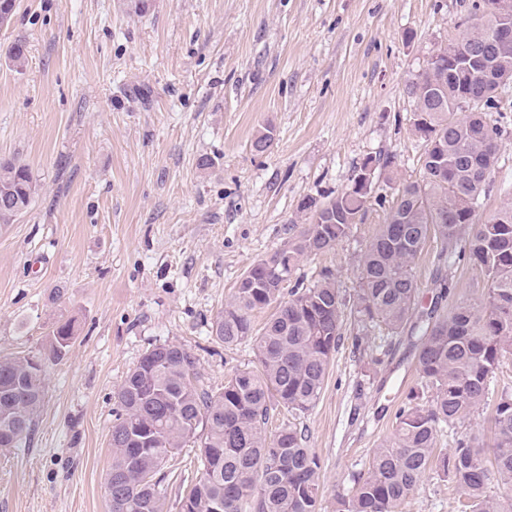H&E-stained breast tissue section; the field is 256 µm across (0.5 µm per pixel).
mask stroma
<instances>
[{"label": "stroma", "mask_w": 512, "mask_h": 512, "mask_svg": "<svg viewBox=\"0 0 512 512\" xmlns=\"http://www.w3.org/2000/svg\"><path fill=\"white\" fill-rule=\"evenodd\" d=\"M465 0H17L0 28V158L37 180L30 209L0 226V357L40 355L51 329L74 322L30 441L0 450V512H109L106 473L129 369L159 344L195 357L218 390L258 365L249 344L210 334L242 274L279 249L304 201L345 191L368 156L391 157L396 183L419 179L407 85L460 38ZM19 42L16 68L2 47ZM481 220L512 201V96ZM274 141L263 153L262 128ZM209 166H200L201 158ZM385 211L327 252L302 258L293 283L332 270L343 293ZM427 242L415 268L421 306L446 279L449 304L485 283L468 260ZM409 331L364 330L347 317L315 407L272 411L269 429H303L321 462L322 512L365 469L416 384ZM197 451L165 466L168 499L194 480ZM402 512H456L447 483L426 476Z\"/></svg>", "instance_id": "35a3bbf8"}]
</instances>
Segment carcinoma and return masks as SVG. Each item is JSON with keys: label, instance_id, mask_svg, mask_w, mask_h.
I'll return each mask as SVG.
<instances>
[{"label": "carcinoma", "instance_id": "cac0c4a2", "mask_svg": "<svg viewBox=\"0 0 512 512\" xmlns=\"http://www.w3.org/2000/svg\"><path fill=\"white\" fill-rule=\"evenodd\" d=\"M494 0H471L465 18L489 35ZM439 64L425 66L406 91L414 104L413 131L423 141L421 177L396 188L383 224L359 264V288L346 298L331 270L309 286L288 287L299 260L325 252L365 220L370 197L358 189L389 182L392 161L368 156L351 185L322 203L302 206L304 224L270 256L250 266L211 326L226 346L252 345L259 369L236 370L213 392L199 384L196 359L184 347L146 351L115 391L116 418L107 487L110 512H168L163 468L179 448L199 449L195 483L180 497V512H321L317 456L302 430L273 435V407L306 413L320 398L346 312L364 324L399 333L409 321L421 332L419 385L396 413L392 436L373 449L368 467L336 494V512H402L426 472L459 493L460 512H512V391L492 393L490 379L512 355V202L481 220L502 130L479 112V76L457 67L448 47ZM37 181L28 165L0 159V224H11L31 205ZM444 256L459 248L480 271L481 298L449 313L420 310L416 259L429 238ZM276 311L262 329L254 312ZM70 322L56 325L49 354L63 357L74 337ZM46 366L27 357H0V449L20 448L35 428L44 401ZM493 404L489 447L468 434L475 409ZM461 429L451 453L437 452L444 426Z\"/></svg>", "mask_w": 512, "mask_h": 512}]
</instances>
